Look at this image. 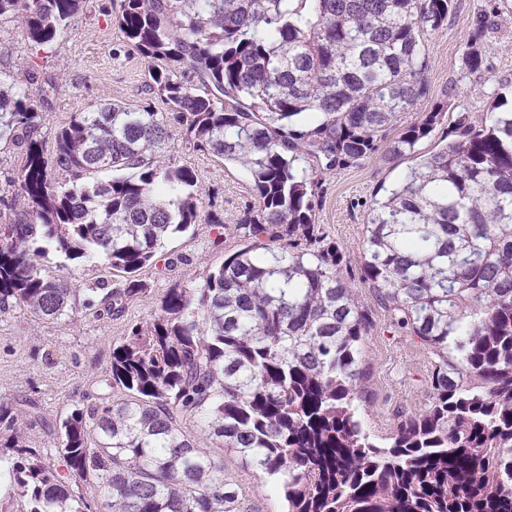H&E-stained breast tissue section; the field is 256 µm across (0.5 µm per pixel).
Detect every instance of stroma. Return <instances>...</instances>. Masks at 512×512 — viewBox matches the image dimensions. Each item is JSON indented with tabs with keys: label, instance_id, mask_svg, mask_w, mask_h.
<instances>
[{
	"label": "stroma",
	"instance_id": "1",
	"mask_svg": "<svg viewBox=\"0 0 512 512\" xmlns=\"http://www.w3.org/2000/svg\"><path fill=\"white\" fill-rule=\"evenodd\" d=\"M497 3L510 21L489 32L484 40L492 71L466 75L460 70L471 19L485 0H457L447 24L425 38L430 95L413 111L397 113L390 135L418 121L432 102L439 100L445 104L448 123L463 109L476 116L484 114L491 104L488 91L497 83H512V0ZM0 47L9 52L8 67L30 69L58 86L57 92L48 93L38 104V133L46 147H53L56 131L71 113L104 102L135 108L146 100V64L136 52L120 48L112 23V0H86L73 30L47 46H33L17 20L0 19ZM169 149L196 169L204 194L202 213H217L223 216V223H200L194 231L171 237L154 262L139 272L147 288L145 296L128 301L119 313L105 311L96 316L85 309L84 302L88 285L104 279L117 288L122 284L120 277L94 262L65 270L57 257L48 256L42 262L43 275L67 276L77 290V307L69 317L54 322L37 320L20 309L0 312V401L35 398L46 414L55 417L65 414L70 404L85 394L99 393L112 350L123 342L129 327L150 322L159 315L169 288L202 282L234 250L236 241L229 227L240 211L254 202L247 171L211 155L185 150L177 133ZM22 156V147L0 142V227L26 210L23 198L9 185L17 176ZM409 165L406 159L393 167L370 160L326 178L317 219L347 248L350 264L343 275L348 281L358 279L364 226L376 193L380 186L395 183ZM361 296L375 321L366 348L372 375L364 422L371 433L386 436L400 415L414 411L427 399L431 356L423 346L387 330L384 312L369 289H362ZM224 480L244 495L246 512H281V499L261 473L229 451L224 454Z\"/></svg>",
	"mask_w": 512,
	"mask_h": 512
}]
</instances>
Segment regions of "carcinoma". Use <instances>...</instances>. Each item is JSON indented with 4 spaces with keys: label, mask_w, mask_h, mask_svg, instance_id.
I'll return each instance as SVG.
<instances>
[{
    "label": "carcinoma",
    "mask_w": 512,
    "mask_h": 512,
    "mask_svg": "<svg viewBox=\"0 0 512 512\" xmlns=\"http://www.w3.org/2000/svg\"><path fill=\"white\" fill-rule=\"evenodd\" d=\"M84 3L0 0V18L44 45ZM455 5L120 0L113 20L147 64V102L71 113L55 135L64 181L36 136L38 77L0 70V131L24 146L28 206L27 222L0 229L1 312L69 315L75 289L41 274L51 253L123 274L121 288L87 289L106 311L146 293L137 273L200 221L197 171L166 154L177 125L185 149L243 167L255 194L231 227L236 249L131 326L100 394L54 423L33 399L0 402V512H240L224 456L185 430L196 417L274 483L284 512H512V112L494 91L485 115L457 112L460 138L423 153L437 103L382 145L396 113L426 98L424 35ZM501 21L495 0L473 15L463 72L488 69L483 37ZM374 158L413 164L371 206L359 283L389 329L433 356L429 397L381 439L362 418L375 323L316 221L325 178ZM28 418L56 448L27 443Z\"/></svg>",
    "instance_id": "1"
}]
</instances>
